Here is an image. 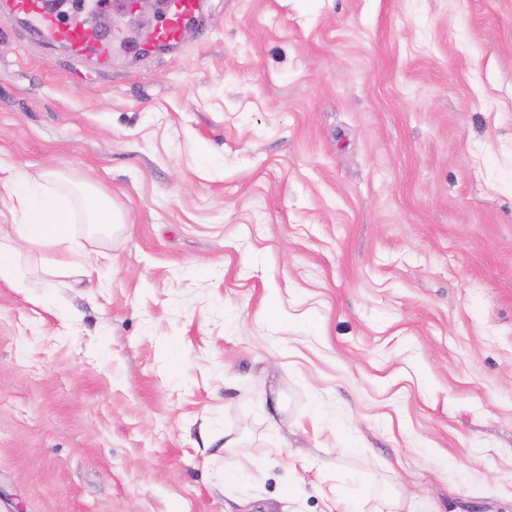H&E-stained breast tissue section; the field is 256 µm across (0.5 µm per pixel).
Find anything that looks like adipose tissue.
<instances>
[{
	"label": "adipose tissue",
	"instance_id": "1",
	"mask_svg": "<svg viewBox=\"0 0 512 512\" xmlns=\"http://www.w3.org/2000/svg\"><path fill=\"white\" fill-rule=\"evenodd\" d=\"M11 221L0 225V282L31 288L21 273L26 255L46 256L49 270L68 272L82 265L74 247L72 226L83 222L89 234L110 236L124 231L119 211L105 198L59 184L50 175H37L24 166L0 160V215Z\"/></svg>",
	"mask_w": 512,
	"mask_h": 512
}]
</instances>
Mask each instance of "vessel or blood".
I'll return each instance as SVG.
<instances>
[{"mask_svg":"<svg viewBox=\"0 0 512 512\" xmlns=\"http://www.w3.org/2000/svg\"><path fill=\"white\" fill-rule=\"evenodd\" d=\"M1 16H23L76 57L84 56L93 32L78 17H62L47 0H0ZM199 20L198 0H164L161 16L145 38V48L160 44L177 47L185 27Z\"/></svg>","mask_w":512,"mask_h":512,"instance_id":"b4317fda","label":"vessel or blood"}]
</instances>
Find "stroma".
Here are the masks:
<instances>
[{
	"mask_svg": "<svg viewBox=\"0 0 512 512\" xmlns=\"http://www.w3.org/2000/svg\"><path fill=\"white\" fill-rule=\"evenodd\" d=\"M200 15L108 65L0 18V159L130 226L0 282V512H512V0Z\"/></svg>",
	"mask_w": 512,
	"mask_h": 512,
	"instance_id": "35a3bbf8",
	"label": "stroma"
}]
</instances>
